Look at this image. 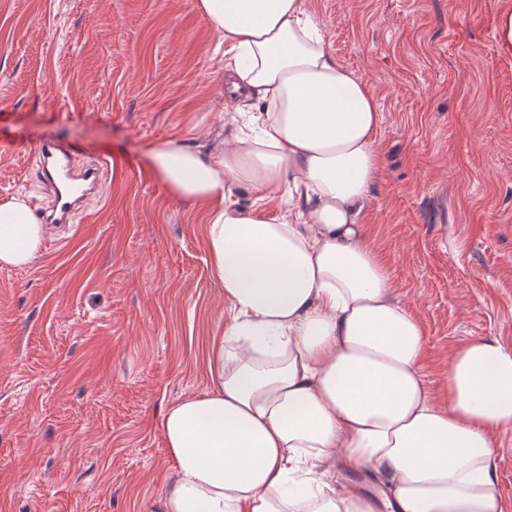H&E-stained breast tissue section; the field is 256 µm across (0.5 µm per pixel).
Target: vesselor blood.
<instances>
[{"label":"vessel or blood","instance_id":"1","mask_svg":"<svg viewBox=\"0 0 512 512\" xmlns=\"http://www.w3.org/2000/svg\"><path fill=\"white\" fill-rule=\"evenodd\" d=\"M79 147L57 141L45 143L39 152L42 167L54 170L67 185L66 190L58 192L45 217L49 224H71L83 211L90 196L95 194L103 176L99 166H89L76 170V157Z\"/></svg>","mask_w":512,"mask_h":512}]
</instances>
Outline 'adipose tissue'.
Masks as SVG:
<instances>
[{
	"label": "adipose tissue",
	"mask_w": 512,
	"mask_h": 512,
	"mask_svg": "<svg viewBox=\"0 0 512 512\" xmlns=\"http://www.w3.org/2000/svg\"><path fill=\"white\" fill-rule=\"evenodd\" d=\"M215 27L231 97L252 134L224 147L170 139L149 165L207 213L211 272L231 312L204 366L211 383L170 405L174 478L162 512H506L494 436L512 428V348L457 346L448 402L421 373L425 330L365 241L380 123L366 81L327 52L303 0H196ZM288 195L287 214L245 207ZM44 227L0 200V265L24 267ZM369 470L384 501L316 477Z\"/></svg>",
	"instance_id": "obj_1"
}]
</instances>
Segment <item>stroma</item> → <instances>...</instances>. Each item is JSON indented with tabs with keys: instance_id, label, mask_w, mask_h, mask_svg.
<instances>
[{
	"instance_id": "35a3bbf8",
	"label": "stroma",
	"mask_w": 512,
	"mask_h": 512,
	"mask_svg": "<svg viewBox=\"0 0 512 512\" xmlns=\"http://www.w3.org/2000/svg\"><path fill=\"white\" fill-rule=\"evenodd\" d=\"M304 5L376 98L363 222L446 401L454 348L512 346V55L494 38L512 0ZM216 44L194 0H0V198L25 193L42 215L50 140L117 165L32 265L0 267V512H161L162 414L209 389L229 310L204 209L169 193L148 150L239 134Z\"/></svg>"
}]
</instances>
